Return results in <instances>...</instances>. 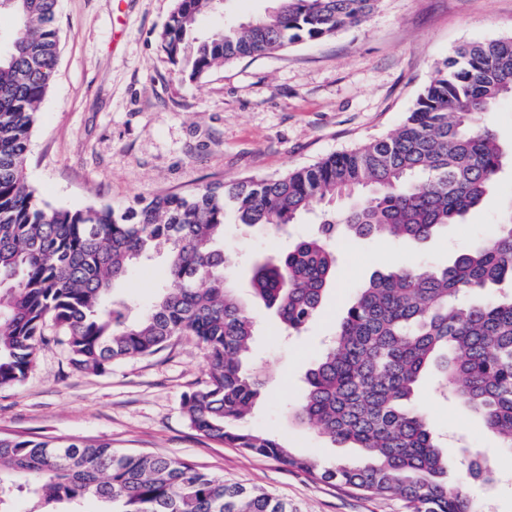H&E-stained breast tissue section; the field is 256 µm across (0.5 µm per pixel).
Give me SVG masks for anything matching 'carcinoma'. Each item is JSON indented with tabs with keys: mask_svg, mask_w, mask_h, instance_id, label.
I'll use <instances>...</instances> for the list:
<instances>
[{
	"mask_svg": "<svg viewBox=\"0 0 512 512\" xmlns=\"http://www.w3.org/2000/svg\"><path fill=\"white\" fill-rule=\"evenodd\" d=\"M273 2L247 24H224L187 58L190 37L219 0H175L162 48L198 80L241 57L330 38L366 21L379 0ZM58 3L0 0L16 19L0 39V387L22 382L49 346L99 372L193 336L209 380L185 396L183 411L202 435L356 493L397 495L408 512H476L464 489L448 484V456L426 413L409 401L435 367L441 387L512 450V207L491 235L447 265L389 264L357 289L291 408L332 444L360 449L356 460L331 465L246 425L265 386L247 361L257 321L231 282L238 258L219 242L229 211L237 223L277 236L313 205L324 209L312 235L251 268L255 297L282 330L300 334L321 311L341 237L420 242L463 223L512 160V147L488 121L501 100L512 99V36L459 47L395 133L281 175L155 195L135 210H72L43 203L26 179L30 136L60 51ZM345 199L353 207L333 215ZM152 252L166 253L174 287L132 318L114 284ZM462 463L472 483L496 478L482 452ZM23 491L36 500L32 512H86L89 501L97 512H299L178 457L0 437V512H13Z\"/></svg>",
	"mask_w": 512,
	"mask_h": 512,
	"instance_id": "cac0c4a2",
	"label": "carcinoma"
}]
</instances>
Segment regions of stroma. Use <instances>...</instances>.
Here are the masks:
<instances>
[{
	"instance_id": "stroma-1",
	"label": "stroma",
	"mask_w": 512,
	"mask_h": 512,
	"mask_svg": "<svg viewBox=\"0 0 512 512\" xmlns=\"http://www.w3.org/2000/svg\"><path fill=\"white\" fill-rule=\"evenodd\" d=\"M173 7L174 0H60L62 52L26 169L28 183L51 207L124 211L155 195L311 165L396 131L458 46L512 35V0H380L363 25L241 58L192 81L169 62L159 40ZM270 7L271 0H224L223 12L205 17L197 34L207 36L228 20H252ZM510 203L507 171L466 223L427 241L340 240L319 316L303 335L286 340L252 295L251 262L306 235L310 217L275 238L226 225L224 249L241 257L232 278L258 320L252 362L267 379L250 426L304 455L357 457V449L333 447L289 415L303 372L355 288L386 261L404 255L417 264H447L455 249L486 237ZM171 285L167 258L156 254L133 266L114 293L142 311ZM207 381L204 351L191 336L99 373L75 368L64 348L52 346L39 352L24 381L0 387V436L108 442L125 452L178 456L225 481L288 499L301 512H405L398 497L363 496L201 435L185 418L182 400ZM413 403L448 446L449 483L460 481L463 449L489 452L495 483L468 491L480 512H512V452L500 449L463 403L440 396L433 376L423 378Z\"/></svg>"
}]
</instances>
